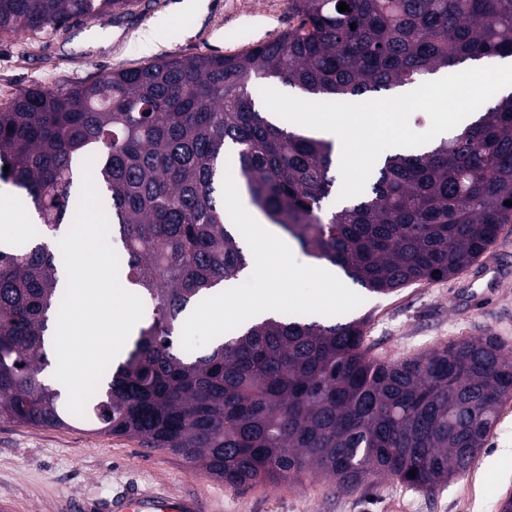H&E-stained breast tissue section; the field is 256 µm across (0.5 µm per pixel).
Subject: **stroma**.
<instances>
[{
	"label": "stroma",
	"mask_w": 512,
	"mask_h": 512,
	"mask_svg": "<svg viewBox=\"0 0 512 512\" xmlns=\"http://www.w3.org/2000/svg\"><path fill=\"white\" fill-rule=\"evenodd\" d=\"M180 3L132 0L97 20L0 36V107L38 86L65 89L158 59L239 53L296 23L287 0H204L196 13L180 11ZM106 30L111 43L96 42ZM484 265L480 258L445 280L365 295L352 315L369 319V356L395 360L487 335L512 351V276L498 278ZM137 488L200 497L207 512H500L512 497V399L470 471L432 496L391 479L345 493L318 473L288 485L233 488L132 439L0 423V504L7 512H66L70 499L102 510Z\"/></svg>",
	"instance_id": "1"
}]
</instances>
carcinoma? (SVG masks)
<instances>
[{
    "instance_id": "obj_1",
    "label": "carcinoma",
    "mask_w": 512,
    "mask_h": 512,
    "mask_svg": "<svg viewBox=\"0 0 512 512\" xmlns=\"http://www.w3.org/2000/svg\"><path fill=\"white\" fill-rule=\"evenodd\" d=\"M129 2L0 0V34L54 30ZM288 9L297 25L241 53L162 59L31 89L0 108V164L43 221L31 238L0 243V422L136 439L234 488L317 471L343 490L391 477L432 495L470 468L512 397V354L498 337L382 361L364 349V319L277 315L204 352L184 350L174 332L247 265L216 194L228 168L307 255L367 291L446 279L476 261L512 222V96L429 151L386 156L363 196L328 211L333 142L269 119L258 89L276 80L359 98L512 57V0ZM88 159L125 280L151 314L76 417L45 376V331L64 296L59 240Z\"/></svg>"
}]
</instances>
